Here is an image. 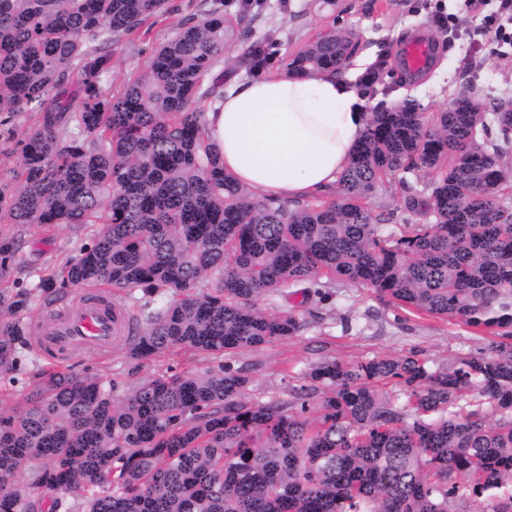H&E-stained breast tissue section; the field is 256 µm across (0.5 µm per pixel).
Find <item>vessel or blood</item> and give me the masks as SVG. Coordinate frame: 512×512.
Wrapping results in <instances>:
<instances>
[{"label":"vessel or blood","instance_id":"1","mask_svg":"<svg viewBox=\"0 0 512 512\" xmlns=\"http://www.w3.org/2000/svg\"><path fill=\"white\" fill-rule=\"evenodd\" d=\"M430 55L427 42H410L404 49L406 65L413 70L423 68ZM134 325L125 313L113 305L103 290L86 289L62 316L37 327L33 340L38 348L50 350L55 360L69 364L79 353H108L127 345Z\"/></svg>","mask_w":512,"mask_h":512}]
</instances>
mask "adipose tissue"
<instances>
[{"instance_id":"1","label":"adipose tissue","mask_w":512,"mask_h":512,"mask_svg":"<svg viewBox=\"0 0 512 512\" xmlns=\"http://www.w3.org/2000/svg\"><path fill=\"white\" fill-rule=\"evenodd\" d=\"M348 81L336 73L230 81L205 126L225 173L258 199L333 190L369 119Z\"/></svg>"}]
</instances>
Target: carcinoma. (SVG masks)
<instances>
[{
	"label": "carcinoma",
	"mask_w": 512,
	"mask_h": 512,
	"mask_svg": "<svg viewBox=\"0 0 512 512\" xmlns=\"http://www.w3.org/2000/svg\"><path fill=\"white\" fill-rule=\"evenodd\" d=\"M167 0H0V142L16 156L0 222L100 225L50 278L17 289V236L0 229V380L44 361L24 405L0 399V512H463L512 486V153L508 102L463 93L428 119L370 113L338 187L311 200L254 199L224 173L203 103L222 94L224 49L254 18L224 0L178 24L112 93V52ZM356 34L331 26L276 65L333 72ZM33 112L17 133L11 118ZM430 169L405 198L421 224L365 205L386 179ZM110 290L132 316L127 358L174 349L217 364L121 390L33 345L20 312L65 288ZM369 288L413 315L459 321L485 352L431 369L421 354L324 357L266 400L232 358L311 326L276 311L286 289L316 306ZM31 469L29 482L16 476Z\"/></svg>",
	"instance_id": "1"
}]
</instances>
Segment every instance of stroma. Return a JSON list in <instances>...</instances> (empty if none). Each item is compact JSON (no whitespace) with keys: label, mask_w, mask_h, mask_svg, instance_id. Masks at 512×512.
I'll return each mask as SVG.
<instances>
[{"label":"stroma","mask_w":512,"mask_h":512,"mask_svg":"<svg viewBox=\"0 0 512 512\" xmlns=\"http://www.w3.org/2000/svg\"><path fill=\"white\" fill-rule=\"evenodd\" d=\"M262 2L253 37L262 39L271 24L285 25L288 38L279 45L281 54H288L321 29L313 0ZM425 2L344 0L346 9L337 13L336 22L355 30L356 55L385 64L377 95L365 99L364 111L409 102L430 116L448 108L465 90L476 93L490 108L498 102L512 100V54H503L501 46L491 39L475 41L473 33L480 19L463 10L459 0H442L446 12L457 16L456 35L438 33L432 22L433 13L425 9ZM204 7L205 0H168L169 20L157 23L148 33L115 50L113 92H120L125 80L141 71L154 50L172 38L174 21ZM422 30L432 34L435 51L425 69L411 71L402 62L403 49ZM16 233L23 270L42 276L58 265L64 247L71 240L90 239L94 228L87 225L76 229L62 224L49 234L35 225H21ZM333 305L335 319L325 320L321 325L312 324L303 335L245 351L234 359V366L243 369L251 379L252 397L264 400L283 393L297 384L303 366L325 356L345 361L364 360L382 353L399 356L417 350L435 369L461 357L479 355L486 346L482 336L464 324L396 314L380 305L367 288L339 289ZM212 363L207 354L191 350L143 363L127 359L124 352L118 351L106 357L87 355L74 363L72 369L78 374L96 375L106 382L114 379L130 387L169 369L201 370Z\"/></svg>","instance_id":"35a3bbf8"}]
</instances>
